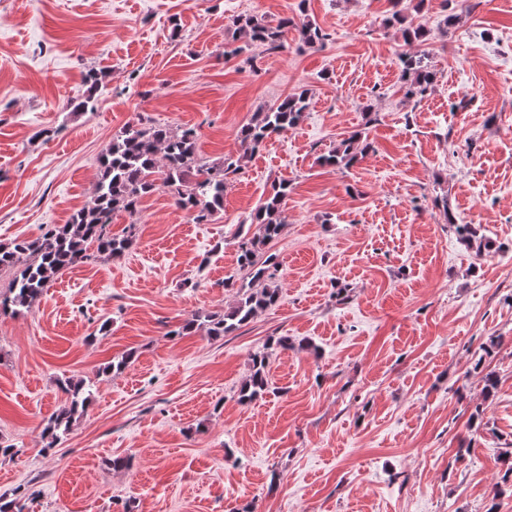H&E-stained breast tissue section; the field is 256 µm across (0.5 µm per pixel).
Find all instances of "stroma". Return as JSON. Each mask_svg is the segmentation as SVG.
Wrapping results in <instances>:
<instances>
[{
    "label": "stroma",
    "instance_id": "1",
    "mask_svg": "<svg viewBox=\"0 0 512 512\" xmlns=\"http://www.w3.org/2000/svg\"><path fill=\"white\" fill-rule=\"evenodd\" d=\"M467 5L450 27L445 0H0L1 243L66 223L138 116L241 159L208 223L156 190L113 215L133 235L122 256L0 314V443L17 450L0 495L25 512H512L494 495L512 443V0ZM250 16L296 25L269 50L233 38ZM307 19L324 43H302ZM418 25L425 40L406 44ZM408 51L434 73L421 96L401 79ZM92 69L95 107L71 111ZM302 90L305 120L242 155L240 128ZM356 131L373 145L362 161L321 164ZM283 179L265 248L279 305L227 336L176 335L233 303L224 280L245 282L239 245ZM451 215L502 251L475 256ZM273 336L311 346L275 350L268 394L239 403ZM69 378L92 402L48 450Z\"/></svg>",
    "mask_w": 512,
    "mask_h": 512
}]
</instances>
